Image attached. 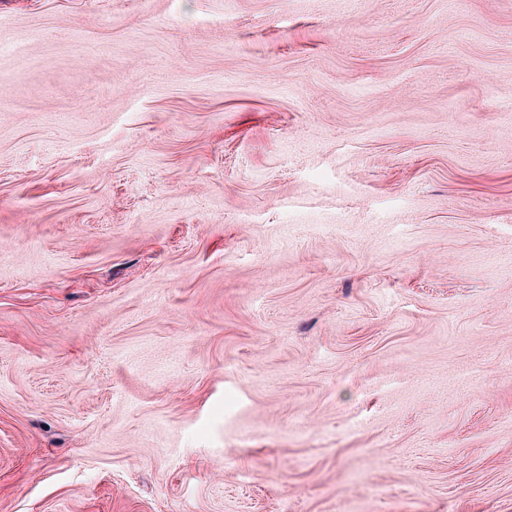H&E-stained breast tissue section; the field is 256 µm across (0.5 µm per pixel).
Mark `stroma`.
Instances as JSON below:
<instances>
[{"instance_id":"35a3bbf8","label":"stroma","mask_w":512,"mask_h":512,"mask_svg":"<svg viewBox=\"0 0 512 512\" xmlns=\"http://www.w3.org/2000/svg\"><path fill=\"white\" fill-rule=\"evenodd\" d=\"M0 512H512V0H0Z\"/></svg>"}]
</instances>
